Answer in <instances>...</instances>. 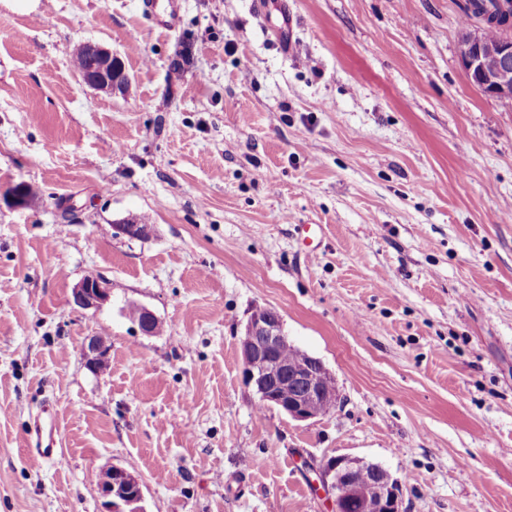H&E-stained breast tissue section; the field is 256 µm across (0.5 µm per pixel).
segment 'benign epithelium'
Listing matches in <instances>:
<instances>
[{"label": "benign epithelium", "mask_w": 512, "mask_h": 512, "mask_svg": "<svg viewBox=\"0 0 512 512\" xmlns=\"http://www.w3.org/2000/svg\"><path fill=\"white\" fill-rule=\"evenodd\" d=\"M89 44L82 42L79 47ZM94 61L80 73L83 83L106 92L120 91L129 81L123 63L112 51L91 44ZM460 62L467 75L483 92L512 100V33L503 34L494 43L487 40L483 25L465 26L460 41ZM118 232L131 238H147L152 224H117ZM73 302L84 310L99 309L109 293L97 278H85L72 291ZM290 344L283 321L273 309L254 310L245 323L239 340L243 376L258 401L274 407L297 421L314 420L323 413L322 397L338 400L336 387L316 385L315 371L323 378L332 374L317 358L296 349L295 361L288 363L279 355ZM85 356L91 368L108 357V349L98 338L89 339ZM373 463L362 459L336 457L320 473L324 490L332 503V512H403L401 483L388 475L364 480ZM103 512H145L140 480L129 471L112 467L98 477Z\"/></svg>", "instance_id": "1"}]
</instances>
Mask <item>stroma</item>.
<instances>
[{
    "label": "stroma",
    "instance_id": "1",
    "mask_svg": "<svg viewBox=\"0 0 512 512\" xmlns=\"http://www.w3.org/2000/svg\"><path fill=\"white\" fill-rule=\"evenodd\" d=\"M144 2L0 0V512H101L113 466L145 512H331L338 456L404 512H512V101L459 63L466 0H178L171 31ZM86 41L128 91L81 83ZM257 308L333 374L332 412L258 408ZM45 407L59 467L28 456ZM73 302L84 310L99 309L109 300L107 288L97 278H85L72 291Z\"/></svg>",
    "mask_w": 512,
    "mask_h": 512
}]
</instances>
